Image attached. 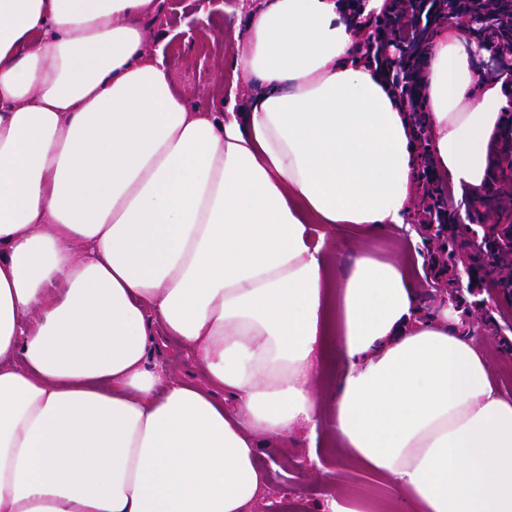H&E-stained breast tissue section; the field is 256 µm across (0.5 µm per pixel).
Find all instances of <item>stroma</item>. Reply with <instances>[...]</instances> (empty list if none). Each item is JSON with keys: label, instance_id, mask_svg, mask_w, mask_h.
<instances>
[{"label": "stroma", "instance_id": "stroma-1", "mask_svg": "<svg viewBox=\"0 0 512 512\" xmlns=\"http://www.w3.org/2000/svg\"><path fill=\"white\" fill-rule=\"evenodd\" d=\"M254 0H221L211 9L214 26L223 28L224 42L182 36V29L192 20L196 0H167L166 9L149 30L150 46H166V62L174 88L182 93L189 107L226 111L230 103L244 105L250 87L236 82L235 59L242 47L233 34ZM378 255L395 258L409 265L423 295L433 291L432 262L419 235H407L404 227L389 226L370 241ZM485 310L470 304L460 309L472 329V337L486 352L494 384L512 395V300L498 297L494 279L483 286ZM258 461L268 472V491L253 508L267 512L276 505L277 512H325L331 492L330 481H337L354 495H364L367 488L379 489L382 498L390 499L395 489L390 482L364 473L331 448L324 434L307 431L290 433L283 446L260 448Z\"/></svg>", "mask_w": 512, "mask_h": 512}]
</instances>
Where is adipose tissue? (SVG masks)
<instances>
[{
  "instance_id": "adipose-tissue-1",
  "label": "adipose tissue",
  "mask_w": 512,
  "mask_h": 512,
  "mask_svg": "<svg viewBox=\"0 0 512 512\" xmlns=\"http://www.w3.org/2000/svg\"><path fill=\"white\" fill-rule=\"evenodd\" d=\"M165 4L0 0V512H251L259 448L301 425L400 512H512V396L460 318L372 252L333 274L326 231L404 224L417 176L359 17L261 0L249 104L209 112L146 49ZM489 56L449 28L425 78L434 162L482 193L512 113ZM163 334L203 381L151 362Z\"/></svg>"
}]
</instances>
